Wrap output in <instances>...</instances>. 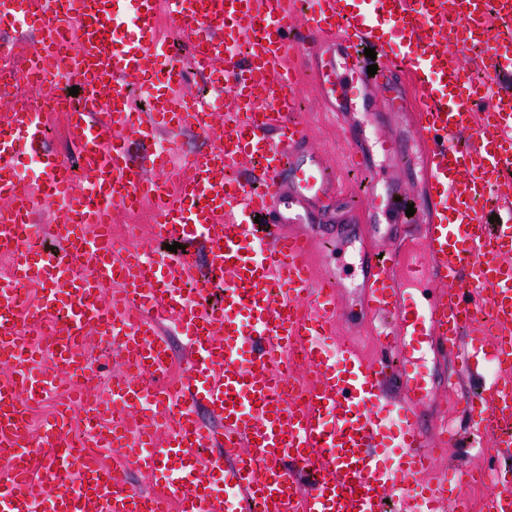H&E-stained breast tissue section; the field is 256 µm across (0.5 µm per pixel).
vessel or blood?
I'll use <instances>...</instances> for the list:
<instances>
[{"mask_svg": "<svg viewBox=\"0 0 512 512\" xmlns=\"http://www.w3.org/2000/svg\"><path fill=\"white\" fill-rule=\"evenodd\" d=\"M39 22L24 75L49 86L68 59L85 76V101L68 114L77 160L45 148L42 112L15 105L0 122V244L12 253V276L0 290V356L26 342L30 329L64 310L66 342L38 336L50 370L18 366L0 383V512H36L38 486L54 488L49 512H385L387 496L401 512H435L456 490L454 512H472L464 487L475 474L456 466L433 476L435 458L466 442L440 411L424 429L422 407L455 375L479 379L463 395L468 419L495 447L511 449L512 434V35L491 30L489 16H512V0H172L171 31L190 46L198 75L231 96L220 146L183 150L187 131L209 136L213 115L182 92V70L164 67L168 44L159 35L160 0H0V28L15 13ZM118 22L135 37L112 38ZM334 36L337 58L316 71L335 78L344 99L373 97L391 68L419 87L440 92L411 115L408 133H387L374 146L351 139L350 157L365 173L364 217L372 238L390 240L359 259L361 308L382 319L378 358L337 340L334 322L344 283L329 274L316 284L309 256L319 224H347L350 211L319 209L330 175L307 149L289 59L306 64L308 35ZM484 40L479 78L460 49ZM247 45L246 60L236 48ZM374 49L375 57L364 54ZM376 74H368L369 65ZM149 100L148 115L132 106L133 90ZM137 138L140 158L129 152ZM39 159L33 189H24L15 148ZM422 151L423 196L411 197L399 178L378 174V158ZM177 158V187L149 172ZM94 178L95 194L74 189L75 170ZM494 195L496 225L484 206ZM41 200L56 202L68 221L52 227L60 254L30 246L41 232ZM155 205L157 238H201L205 266L184 260L174 269L119 261L112 212ZM414 215H407V208ZM294 225L278 233L277 225ZM223 272L224 297L206 308L192 302ZM118 281L112 302L100 293ZM37 286L34 307L17 305L19 291ZM433 289L425 302L414 287ZM247 315L251 332L237 319ZM174 320L188 349L187 375L167 385ZM493 332L492 345L479 336ZM112 337L125 371L113 376L112 400L86 410L114 422L97 446L120 449L125 470L102 465L92 449L68 438L66 411L52 417L35 443L47 459L32 467L27 417L17 406L43 399L57 375L87 377L80 346L89 333ZM300 350L312 376L299 401L284 396L290 350ZM499 376L479 377L482 367ZM152 399V416L130 427L123 409ZM395 418L398 467H379L387 418ZM210 449L207 460L196 451ZM162 474L159 490L135 487L127 469ZM481 512H512V470L491 469Z\"/></svg>", "mask_w": 512, "mask_h": 512, "instance_id": "vessel-or-blood-1", "label": "vessel or blood"}]
</instances>
